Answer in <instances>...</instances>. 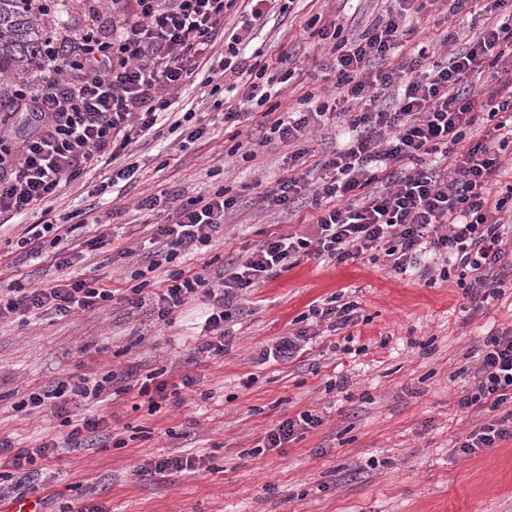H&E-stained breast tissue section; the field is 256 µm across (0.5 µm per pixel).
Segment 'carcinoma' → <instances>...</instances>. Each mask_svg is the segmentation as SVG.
I'll use <instances>...</instances> for the list:
<instances>
[{"mask_svg": "<svg viewBox=\"0 0 512 512\" xmlns=\"http://www.w3.org/2000/svg\"><path fill=\"white\" fill-rule=\"evenodd\" d=\"M51 38L29 0H0V76L20 81L42 58Z\"/></svg>", "mask_w": 512, "mask_h": 512, "instance_id": "cac0c4a2", "label": "carcinoma"}]
</instances>
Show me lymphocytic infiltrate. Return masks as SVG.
<instances>
[{"label": "lymphocytic infiltrate", "mask_w": 512, "mask_h": 512, "mask_svg": "<svg viewBox=\"0 0 512 512\" xmlns=\"http://www.w3.org/2000/svg\"><path fill=\"white\" fill-rule=\"evenodd\" d=\"M236 0H81L73 25H60L54 42L21 86L0 80V92H15L27 132L20 137L0 121V216L22 217L40 209L38 223L27 225L17 245L25 256L50 259L55 269L72 265L71 244L86 220L55 214L63 188L94 164L111 165L128 147L155 134L173 92L182 88L197 65L207 67L205 85L220 91L226 57L238 58L252 75L246 102L261 108L262 135L245 154L277 143L291 150V167L276 187L259 191L270 210L290 212L298 202L310 211L304 230L270 232L246 250L230 269L213 278L190 269L172 273L157 292L131 288L134 307L148 308L158 320L195 299L209 298L198 354L224 352L225 309L244 291L257 287L307 254L317 259L385 258L398 274L417 270L449 280L454 270L469 273L463 287L473 308L499 295L503 282L490 272L512 253V236L501 218L512 209V184L501 194V152L512 136V0H454L453 16L469 18L476 34L466 48L421 68L402 55L416 35L412 23L417 0H388L384 14L351 38L342 37L337 20L316 32L333 56L336 87L343 104L338 116L347 141L324 160L305 166L304 144L312 124L327 116L328 104L302 97L303 111L276 116L272 99L291 75L287 53L276 70L250 65L244 50L250 32L232 35L226 54L215 53L224 35L226 10ZM497 68V79L479 88L475 79ZM440 154L450 170L427 161ZM385 191H378V184ZM235 198L216 191L181 206L174 221L158 227L159 249L148 268L181 254H196L224 234V216ZM115 289L98 280L58 279L0 289V322L25 316L66 318L108 307ZM129 393L114 372L59 381L31 393V407L45 408L69 432L72 450L101 448L111 433L104 415H87L85 403L105 389ZM512 326L492 332L483 342L471 390L457 400L460 410L491 413L489 423L471 432L460 448L475 454L512 439ZM57 449L49 440L19 448L0 439V470L30 475L43 469Z\"/></svg>", "instance_id": "1"}]
</instances>
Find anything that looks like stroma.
<instances>
[{
	"instance_id": "stroma-1",
	"label": "stroma",
	"mask_w": 512,
	"mask_h": 512,
	"mask_svg": "<svg viewBox=\"0 0 512 512\" xmlns=\"http://www.w3.org/2000/svg\"><path fill=\"white\" fill-rule=\"evenodd\" d=\"M451 0H428L418 33L403 48L439 43L456 22ZM386 8L385 0H271L266 20L253 30L248 54L273 63L287 50L294 71L280 98L281 111H300L311 89L336 98L331 58L305 30L315 18H338L344 36L361 33ZM196 70L177 93L173 111L195 112L204 136L177 135L133 147L139 171L111 182L112 170L91 167L84 183L55 202L58 213L110 219L109 240L86 250L66 276L132 287L134 253L153 250L156 227L171 223L187 201L224 189L237 204L224 235L207 252L181 255L148 273L160 284L173 271L193 268L214 276L238 254L260 244L267 231L299 228L297 216L270 212L256 201L257 186L272 187L288 174V152L272 149L246 160L236 145L261 122L251 114L239 126L224 114L243 110L245 76L226 73L210 94ZM110 186L100 195L93 188ZM167 192L162 212L138 209L143 197ZM0 225V278H53L54 270L22 256L24 225ZM503 292L473 309L455 281L396 274L386 260L336 263L307 255L251 289L224 320V352L196 359L206 305L196 299L160 321L117 300L101 312L66 319L31 316L0 323V437L19 447L46 440L61 449L48 467L56 477L41 491L40 476L0 481V494L36 488L45 512H78L86 503L105 512H512V441L468 455L459 442L485 423L487 413L461 411L457 399L474 385L484 339L512 326V270ZM358 304L350 326L327 331L313 307L330 301ZM306 331L303 351L289 360L267 359L278 337ZM137 368L175 386L149 409L146 398L112 394L98 410L112 417L114 440L105 448H63L68 433L49 412L27 407L32 391L60 379ZM192 375L193 385L181 384ZM306 410L321 426L282 447H266L268 432ZM191 459L193 469L144 475L142 464L160 457Z\"/></svg>"
}]
</instances>
